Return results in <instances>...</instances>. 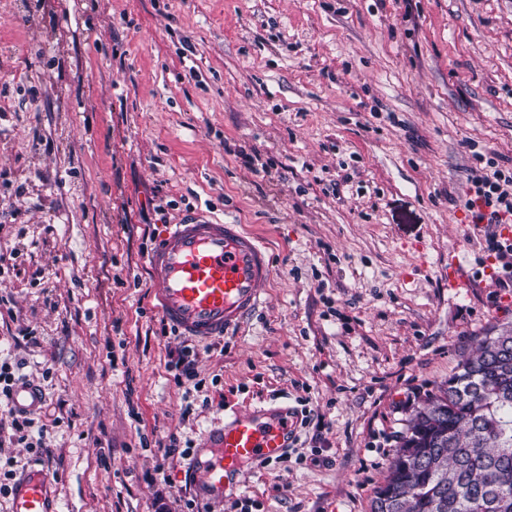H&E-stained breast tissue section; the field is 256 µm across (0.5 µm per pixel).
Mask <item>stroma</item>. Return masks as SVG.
I'll return each mask as SVG.
<instances>
[{
  "label": "stroma",
  "mask_w": 512,
  "mask_h": 512,
  "mask_svg": "<svg viewBox=\"0 0 512 512\" xmlns=\"http://www.w3.org/2000/svg\"><path fill=\"white\" fill-rule=\"evenodd\" d=\"M476 144L512 167V0H0V364L41 388L45 446L0 419V472L45 470L63 512H188L160 443L286 404L323 441L299 426L243 493L371 512L419 399L512 323L464 207ZM196 208L273 265L210 341L162 334L147 267Z\"/></svg>",
  "instance_id": "obj_1"
}]
</instances>
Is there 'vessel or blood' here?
I'll use <instances>...</instances> for the list:
<instances>
[{
    "mask_svg": "<svg viewBox=\"0 0 512 512\" xmlns=\"http://www.w3.org/2000/svg\"><path fill=\"white\" fill-rule=\"evenodd\" d=\"M158 284L156 308L185 336L211 339L239 326L262 302L261 288L273 273L257 237L238 224H219L193 209L168 225L148 255ZM37 386H18L16 411L37 412ZM297 436V416L289 406L257 407L234 414L207 431L196 448L187 477L198 495L220 500L238 490L246 469L281 457ZM11 512H59L56 488L45 471L31 470L11 490Z\"/></svg>",
    "mask_w": 512,
    "mask_h": 512,
    "instance_id": "b4317fda",
    "label": "vessel or blood"
}]
</instances>
